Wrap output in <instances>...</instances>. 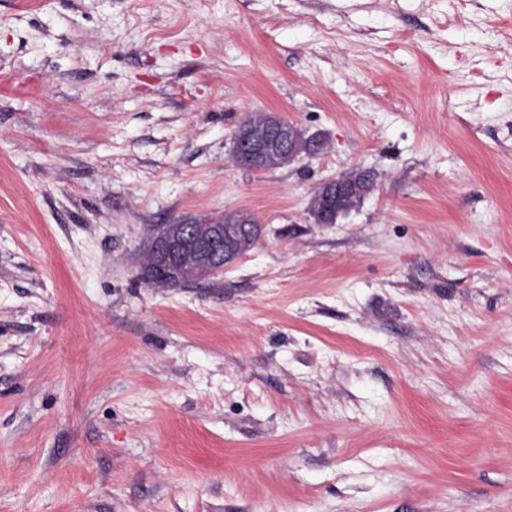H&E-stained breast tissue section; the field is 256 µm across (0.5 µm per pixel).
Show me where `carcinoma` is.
<instances>
[{
	"label": "carcinoma",
	"instance_id": "cac0c4a2",
	"mask_svg": "<svg viewBox=\"0 0 512 512\" xmlns=\"http://www.w3.org/2000/svg\"><path fill=\"white\" fill-rule=\"evenodd\" d=\"M272 123L270 112H249L241 124L247 129L249 139L260 141L267 135ZM293 141L300 143L310 141L316 153H322L326 148V139L323 135L309 134L296 125L291 126ZM343 178L350 184L362 185L370 190L376 186V173L372 170L352 169L343 174ZM366 196V193L348 195L341 193L332 196L325 185L319 186L310 203V215L313 217L329 216L333 221L355 208ZM259 221L252 213L241 211L226 212L215 219H192L188 225V240L181 250L180 256L171 263L169 273L162 285L177 288L187 284H196L207 281L216 269L204 257L200 256L194 244L209 240L214 236L216 228H224V235L231 242V247L224 249L220 266L224 267L234 262L241 254L251 250L259 241ZM164 263V256L156 249V241H151L144 252L143 270L147 278H152L158 266Z\"/></svg>",
	"mask_w": 512,
	"mask_h": 512
}]
</instances>
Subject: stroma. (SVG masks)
I'll return each mask as SVG.
<instances>
[{
    "mask_svg": "<svg viewBox=\"0 0 512 512\" xmlns=\"http://www.w3.org/2000/svg\"><path fill=\"white\" fill-rule=\"evenodd\" d=\"M256 109L329 148L236 167ZM0 512H512V0H0ZM324 182L331 184V186L336 189V192L330 193L327 185H320L319 188L315 191L310 203L309 210L311 217H322L329 215V217H331V219L336 223L338 219L349 213L366 196L365 191L352 195L345 193L336 195L337 192L343 190L348 192L350 190L348 186H344L340 175L328 178ZM332 196H336V198H332ZM258 224L254 214L241 211L227 212L215 219H191V224H187L188 240L180 256L171 263L170 272L161 284L164 287L177 288L209 280L213 270L231 264L256 245L260 236ZM217 227H223L224 234L219 231L211 242H220L226 235L231 247L228 249L226 244L220 265L214 266L196 252L194 244L208 241L214 236ZM158 236V241L156 242L152 239L144 252L143 270L146 277L151 281H153L152 276L154 271L158 266L164 263V256L156 249V244H158L163 254H167L180 243L178 237L170 236L164 233L162 229L158 233Z\"/></svg>",
    "mask_w": 512,
    "mask_h": 512,
    "instance_id": "35a3bbf8",
    "label": "stroma"
}]
</instances>
